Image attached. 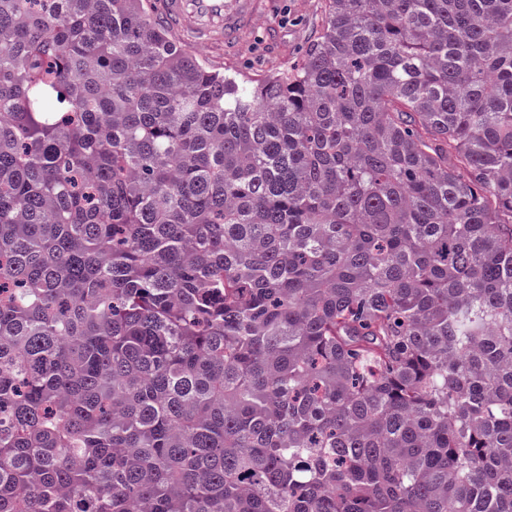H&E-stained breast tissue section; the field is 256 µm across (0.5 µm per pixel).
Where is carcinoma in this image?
<instances>
[{"instance_id":"1","label":"carcinoma","mask_w":512,"mask_h":512,"mask_svg":"<svg viewBox=\"0 0 512 512\" xmlns=\"http://www.w3.org/2000/svg\"><path fill=\"white\" fill-rule=\"evenodd\" d=\"M327 11L0 0V512H512V0ZM248 14L234 39L224 43L229 26L243 10V0H159L157 15L176 31L214 36L224 51L190 45L202 59L259 81L276 68H295L303 61L307 44L325 21L324 0H249Z\"/></svg>"}]
</instances>
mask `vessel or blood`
Listing matches in <instances>:
<instances>
[{"instance_id": "vessel-or-blood-1", "label": "vessel or blood", "mask_w": 512, "mask_h": 512, "mask_svg": "<svg viewBox=\"0 0 512 512\" xmlns=\"http://www.w3.org/2000/svg\"><path fill=\"white\" fill-rule=\"evenodd\" d=\"M244 0H158V16L183 34L223 39Z\"/></svg>"}]
</instances>
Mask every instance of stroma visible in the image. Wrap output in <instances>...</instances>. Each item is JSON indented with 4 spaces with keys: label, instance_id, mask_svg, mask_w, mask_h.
<instances>
[{
    "label": "stroma",
    "instance_id": "stroma-1",
    "mask_svg": "<svg viewBox=\"0 0 512 512\" xmlns=\"http://www.w3.org/2000/svg\"><path fill=\"white\" fill-rule=\"evenodd\" d=\"M325 21V0H249L248 12L223 50L199 49L212 64L258 81L303 61L307 44Z\"/></svg>",
    "mask_w": 512,
    "mask_h": 512
}]
</instances>
